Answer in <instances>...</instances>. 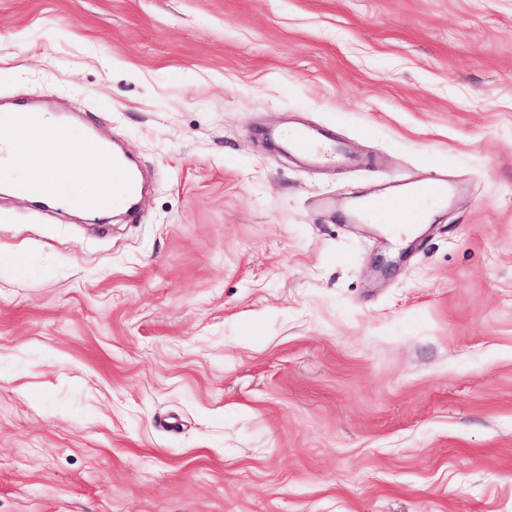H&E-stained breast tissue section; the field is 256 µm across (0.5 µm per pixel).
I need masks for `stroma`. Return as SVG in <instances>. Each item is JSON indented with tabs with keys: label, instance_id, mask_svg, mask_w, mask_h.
Masks as SVG:
<instances>
[{
	"label": "stroma",
	"instance_id": "obj_1",
	"mask_svg": "<svg viewBox=\"0 0 512 512\" xmlns=\"http://www.w3.org/2000/svg\"><path fill=\"white\" fill-rule=\"evenodd\" d=\"M0 99L148 184L0 193V512H512V0H0ZM285 142L288 150L307 155L320 164L336 163L346 158L341 146L326 140L314 128L296 129ZM429 195L426 184L414 185L406 195H389L370 199L360 208L362 219L371 224L405 223L415 204L423 203Z\"/></svg>",
	"mask_w": 512,
	"mask_h": 512
}]
</instances>
